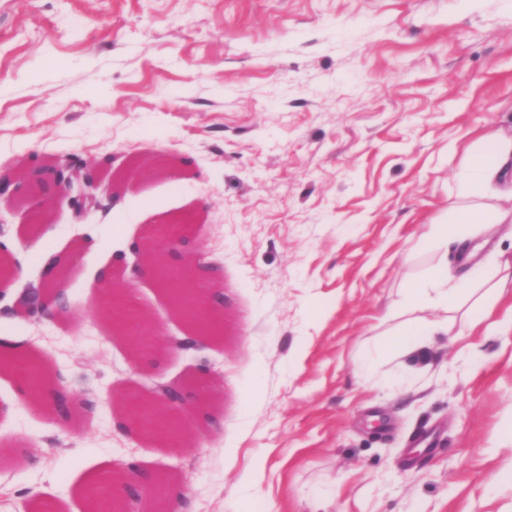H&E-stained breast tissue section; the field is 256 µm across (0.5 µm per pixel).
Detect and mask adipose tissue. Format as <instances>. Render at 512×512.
<instances>
[{
	"instance_id": "adipose-tissue-1",
	"label": "adipose tissue",
	"mask_w": 512,
	"mask_h": 512,
	"mask_svg": "<svg viewBox=\"0 0 512 512\" xmlns=\"http://www.w3.org/2000/svg\"><path fill=\"white\" fill-rule=\"evenodd\" d=\"M494 184L499 185L501 196L512 200V138L497 132L480 135L468 148L467 162L460 173V188L471 203L448 222L428 225L423 240L437 253L438 260L392 309V316L402 318L403 323L384 347L364 357L358 368L361 378L373 380L381 358L390 354L410 355L429 346L434 336L447 333V320L426 318L428 309L450 310L469 301L479 314H488V306L475 299L474 291L476 285L490 281V272L478 264L464 276L449 277L448 245L464 239L465 225L496 223L493 209L478 202L479 197Z\"/></svg>"
}]
</instances>
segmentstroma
Instances as JSON below:
<instances>
[{
	"label": "stroma",
	"instance_id": "stroma-1",
	"mask_svg": "<svg viewBox=\"0 0 512 512\" xmlns=\"http://www.w3.org/2000/svg\"><path fill=\"white\" fill-rule=\"evenodd\" d=\"M495 128L512 130V0H0V170L109 155L121 180L86 223L62 205L0 235V336L80 402L60 420L0 370V512H84L91 476L134 466L167 477L142 512H512V268L477 290L489 316L460 306L426 357L381 360L403 394L357 375ZM178 219L226 297L222 335L189 350L120 258ZM466 246L512 252V226ZM47 251L69 311L27 316ZM113 288L142 316L121 335ZM151 375L207 398L184 447L126 420Z\"/></svg>",
	"mask_w": 512,
	"mask_h": 512
}]
</instances>
